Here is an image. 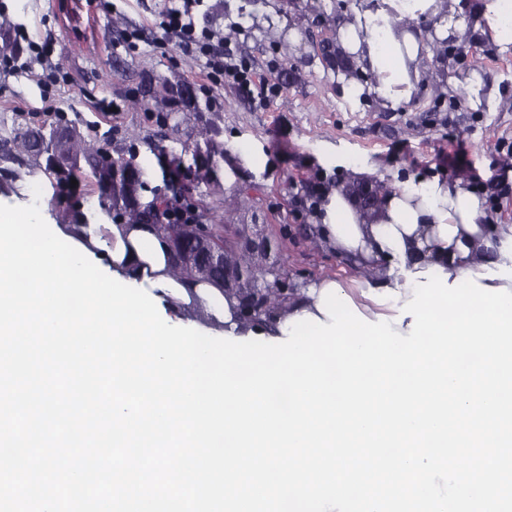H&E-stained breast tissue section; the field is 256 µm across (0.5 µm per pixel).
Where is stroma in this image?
I'll return each instance as SVG.
<instances>
[{"label":"stroma","instance_id":"stroma-1","mask_svg":"<svg viewBox=\"0 0 512 512\" xmlns=\"http://www.w3.org/2000/svg\"><path fill=\"white\" fill-rule=\"evenodd\" d=\"M0 25L23 24L30 39L54 33L53 60L62 63L66 83L45 88L40 66L26 73L0 72V138L21 124L47 121L48 105L62 110L82 132L107 142L113 157L134 159L149 187H163L154 153L165 147L180 157L196 201L213 208L217 223L239 241L267 237L270 256L285 288H301L323 276L343 282L355 271L319 248L304 194L318 183L342 189L355 206L375 177L355 178L344 160H368L381 169L461 182L489 189L512 157L500 142L512 143V53L475 39L473 51L449 48L444 62L426 61L424 76L409 102L394 106L373 95L348 96V82H370V73L339 70L323 57V42L336 21L354 16L363 0H207L205 23L223 31L231 48L247 58L258 78L278 83L267 104L236 85H210L202 59L177 44L157 49L140 43L118 48L123 31H152L159 0H5ZM165 80L172 95L145 96L148 82ZM210 86L219 108L204 99H182L178 90ZM121 104L107 117L100 99ZM189 117L195 140L217 167V180L200 174L187 135L177 130ZM90 172L78 174L76 191L43 173L0 162V199L30 202L40 185L39 204L52 222L74 219L78 210H97L89 192Z\"/></svg>","mask_w":512,"mask_h":512}]
</instances>
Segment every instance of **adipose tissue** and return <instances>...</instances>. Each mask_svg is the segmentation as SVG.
Instances as JSON below:
<instances>
[{
	"mask_svg": "<svg viewBox=\"0 0 512 512\" xmlns=\"http://www.w3.org/2000/svg\"><path fill=\"white\" fill-rule=\"evenodd\" d=\"M509 14L512 0H484L470 27L444 0H383L382 8L342 19L337 45L376 75L375 93L396 106L410 100L421 76V59L445 57L448 38L476 33L502 50L512 49V23L505 21ZM422 16L433 19L432 36H423L417 28ZM314 218L321 247L357 271L354 285L343 286L342 292L368 319L396 316L399 307L412 300L406 278L410 272L438 267L452 282L467 273L479 285L512 291V224L483 223L480 200L462 185L436 177L395 180L391 193L370 216L335 188L323 193ZM77 222L85 227L77 243L109 271L142 283L176 319L203 310L216 334L282 337L287 320L320 316V296L331 283L323 277L302 287L248 328L241 323L239 299L216 285H190L171 274L166 251L152 228L111 221L101 210L79 215Z\"/></svg>",
	"mask_w": 512,
	"mask_h": 512,
	"instance_id": "adipose-tissue-1",
	"label": "adipose tissue"
}]
</instances>
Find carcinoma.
Wrapping results in <instances>:
<instances>
[{"instance_id": "cac0c4a2", "label": "carcinoma", "mask_w": 512, "mask_h": 512, "mask_svg": "<svg viewBox=\"0 0 512 512\" xmlns=\"http://www.w3.org/2000/svg\"><path fill=\"white\" fill-rule=\"evenodd\" d=\"M0 160L16 162L31 171H42L60 183L88 168L94 177V193L98 204L113 213L117 219L128 218L149 223L151 212L165 204L157 197L148 203L140 201L144 189L141 171L132 159L113 158L106 149L88 141L81 131L61 117L57 121L39 126H22L15 130L13 146L8 141L0 143ZM157 234L169 251H181L184 257L174 262L182 276L192 282H210L224 286V269L212 266L201 257L200 242L195 228L188 224H157ZM205 244L224 248V225L201 224L199 228ZM229 261L238 263L244 257L248 265L258 269L262 281L270 283L273 270L262 259L251 253L230 252Z\"/></svg>"}]
</instances>
